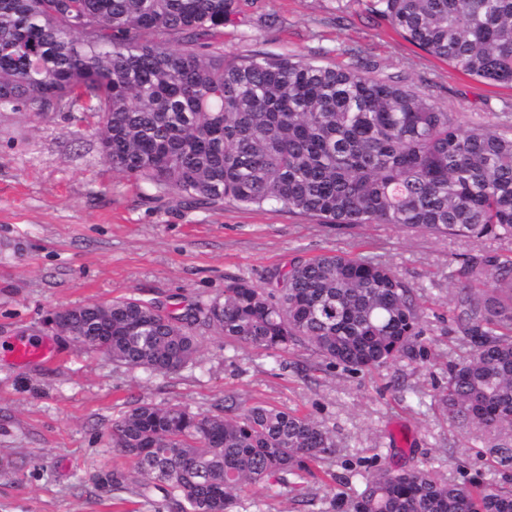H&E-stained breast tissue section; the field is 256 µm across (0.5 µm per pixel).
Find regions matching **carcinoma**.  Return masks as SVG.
<instances>
[{
	"label": "carcinoma",
	"instance_id": "cac0c4a2",
	"mask_svg": "<svg viewBox=\"0 0 512 512\" xmlns=\"http://www.w3.org/2000/svg\"><path fill=\"white\" fill-rule=\"evenodd\" d=\"M371 13L460 73L512 86V0H369ZM237 14V0H0V108L78 109L100 118L112 168L181 198L270 206L338 230L365 224L512 242V126H462L426 96L354 69L288 57L206 55L194 42ZM454 322L469 346L448 361L435 401L502 466L512 461V250L455 260ZM269 354L295 347L364 372L412 359L422 315L414 289L373 257L326 254L273 270L268 287L234 279L183 311L125 297L65 308L72 341L159 374L192 364V326ZM108 447L131 459V493L172 512H237L275 478L318 479L336 436L309 415L255 404L228 416L138 404ZM507 480L473 485L431 466L380 469L335 512H512Z\"/></svg>",
	"mask_w": 512,
	"mask_h": 512
}]
</instances>
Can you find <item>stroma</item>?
<instances>
[{
	"instance_id": "1",
	"label": "stroma",
	"mask_w": 512,
	"mask_h": 512,
	"mask_svg": "<svg viewBox=\"0 0 512 512\" xmlns=\"http://www.w3.org/2000/svg\"><path fill=\"white\" fill-rule=\"evenodd\" d=\"M366 3L238 0L232 22L199 50L284 55L392 79L468 126L512 114V87L461 75ZM97 127L92 116L0 108V512H168L161 492L145 500L101 483L112 471L133 472L105 436L136 403L239 412L262 401L301 409L334 431L330 468L348 484L251 488L245 512H331L336 492L354 494L379 467L430 464L456 482L487 474L485 444L449 424L434 396L449 360L464 353L450 319L448 263L495 242L390 224L339 231L271 207L194 204L113 170ZM328 252L377 257L416 289L427 358L357 374L319 365L300 347L275 358L198 326L195 365L157 374L114 365L46 323L60 308L123 297L181 308L221 295L234 278L265 286L273 268ZM21 337L50 341L53 356L15 363L3 350Z\"/></svg>"
}]
</instances>
